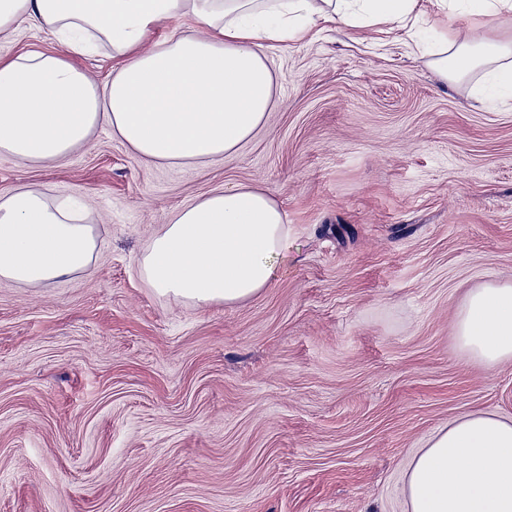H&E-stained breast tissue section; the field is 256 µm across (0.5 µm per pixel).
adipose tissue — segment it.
Returning a JSON list of instances; mask_svg holds the SVG:
<instances>
[{
  "label": "adipose tissue",
  "instance_id": "obj_1",
  "mask_svg": "<svg viewBox=\"0 0 512 512\" xmlns=\"http://www.w3.org/2000/svg\"><path fill=\"white\" fill-rule=\"evenodd\" d=\"M418 0H0V34L21 23L58 43L0 57V153L56 162L107 125L135 153L170 167L234 153L264 123L275 77L261 46L294 42L321 21L388 26ZM467 20L439 38L445 78L484 70L482 95L512 99V39L490 22L512 0H466ZM96 42L120 62L105 81L77 65ZM295 235L265 191L227 186L176 211L137 265L160 296L194 305L245 302L267 288ZM94 227L78 208L20 186L0 194V282L38 288L90 269ZM463 351L512 361V281L471 289L457 311ZM409 512H512V422L492 413L431 437L408 470Z\"/></svg>",
  "mask_w": 512,
  "mask_h": 512
}]
</instances>
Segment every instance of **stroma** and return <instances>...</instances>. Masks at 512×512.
<instances>
[{
  "label": "stroma",
  "mask_w": 512,
  "mask_h": 512,
  "mask_svg": "<svg viewBox=\"0 0 512 512\" xmlns=\"http://www.w3.org/2000/svg\"><path fill=\"white\" fill-rule=\"evenodd\" d=\"M265 125L206 166L100 126L52 164L0 154V192L74 197L90 272L0 283V512H407V470L462 416L512 420V363L463 352L467 293L512 279V102L443 80L406 27L318 23L267 42ZM295 227L234 306L157 295L137 260L231 184Z\"/></svg>",
  "instance_id": "1"
}]
</instances>
